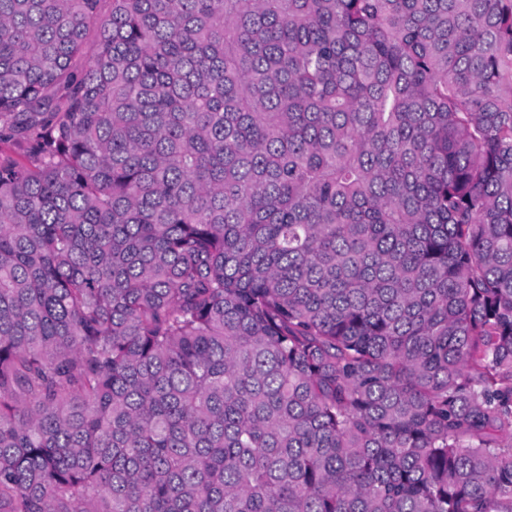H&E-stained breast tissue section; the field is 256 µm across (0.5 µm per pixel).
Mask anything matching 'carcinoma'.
<instances>
[{
    "label": "carcinoma",
    "instance_id": "obj_1",
    "mask_svg": "<svg viewBox=\"0 0 512 512\" xmlns=\"http://www.w3.org/2000/svg\"><path fill=\"white\" fill-rule=\"evenodd\" d=\"M4 136L0 512H512V0H0Z\"/></svg>",
    "mask_w": 512,
    "mask_h": 512
}]
</instances>
